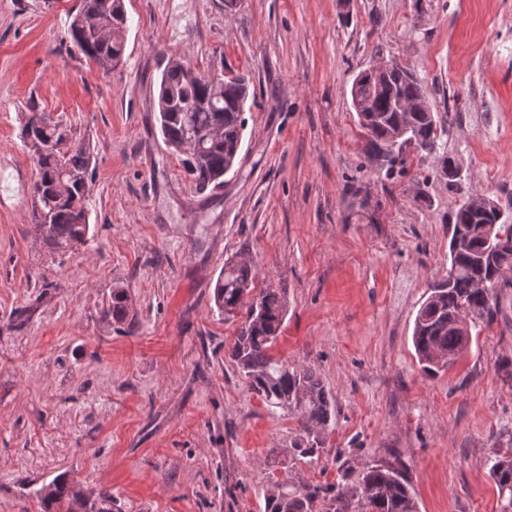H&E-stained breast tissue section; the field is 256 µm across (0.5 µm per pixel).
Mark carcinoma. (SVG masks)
<instances>
[{"label":"carcinoma","instance_id":"carcinoma-1","mask_svg":"<svg viewBox=\"0 0 512 512\" xmlns=\"http://www.w3.org/2000/svg\"><path fill=\"white\" fill-rule=\"evenodd\" d=\"M127 17L121 0H81L67 37L82 54L109 72L123 60ZM249 82L240 74L197 72L187 63L168 66L161 77L157 109L166 146L181 161L197 192L224 185V169L238 161ZM426 101L421 81L407 68L389 82L360 89L363 110L356 111L371 164L389 175L406 170L409 153L393 156L390 140L410 127L413 151L435 154L447 173V153H439L448 120L434 112L402 111ZM23 146L36 162L32 217L43 243L52 253L66 252L86 240L90 231L86 197L92 155L86 143L72 144L71 128L60 118L30 107L21 132ZM496 205L482 208L469 197L455 212L448 243V278L430 288L414 321L412 342L419 364L428 373L445 370L472 342L473 329L493 323L498 313L499 273L512 270V224L499 219ZM505 236L506 246L493 263L481 262L483 232ZM256 271L252 261L224 263L216 280L214 303L224 318L243 313L230 358L247 379L249 389L266 404L296 415L298 427L286 448H272L267 462L300 460L312 464L324 451L325 435L335 404L317 371L295 369L275 359L270 350L288 313L283 288H262L250 302ZM129 297L114 288L105 319L117 329L131 327ZM490 477L501 512H512V448L490 459ZM41 512H112V494L92 498L64 476L33 491ZM418 512L409 489L406 466L399 459L364 464L357 475L344 473L337 484L281 483L269 493L266 512Z\"/></svg>","mask_w":512,"mask_h":512}]
</instances>
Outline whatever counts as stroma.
Listing matches in <instances>:
<instances>
[{
    "label": "stroma",
    "instance_id": "stroma-1",
    "mask_svg": "<svg viewBox=\"0 0 512 512\" xmlns=\"http://www.w3.org/2000/svg\"><path fill=\"white\" fill-rule=\"evenodd\" d=\"M81 0H0V512H39L58 474L122 512H264L274 479L338 481L400 458L418 512H500L487 460L512 447V288L447 370L412 345L448 228L470 196L512 219V0H123L122 64L73 48ZM174 60L250 77L239 160L197 193L165 145L156 102ZM410 68L445 151L403 173L369 165L351 86L381 61ZM93 152L90 240L53 254L31 219L30 104ZM282 288L271 353L313 366L335 397L318 464L271 470L295 422L229 358L239 319L214 306L225 262ZM126 288L135 317L102 311ZM36 312L17 324L14 310ZM130 315L129 297L124 288H113L111 293V302L104 311L105 319L116 329H129L132 318Z\"/></svg>",
    "mask_w": 512,
    "mask_h": 512
}]
</instances>
